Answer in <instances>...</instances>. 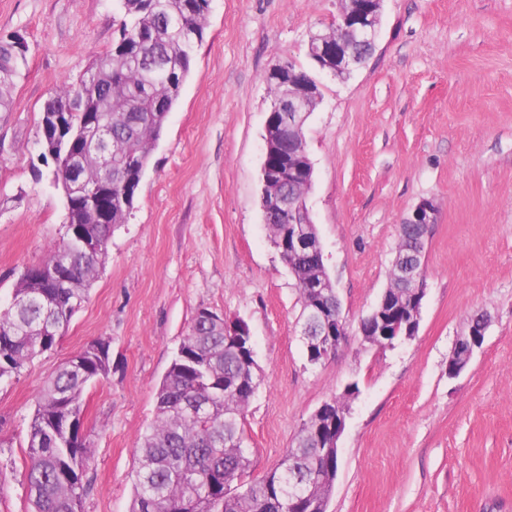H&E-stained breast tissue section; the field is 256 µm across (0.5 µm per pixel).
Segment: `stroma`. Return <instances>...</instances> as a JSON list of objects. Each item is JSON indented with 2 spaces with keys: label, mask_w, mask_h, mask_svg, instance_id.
Instances as JSON below:
<instances>
[{
  "label": "stroma",
  "mask_w": 512,
  "mask_h": 512,
  "mask_svg": "<svg viewBox=\"0 0 512 512\" xmlns=\"http://www.w3.org/2000/svg\"><path fill=\"white\" fill-rule=\"evenodd\" d=\"M338 0H211L207 28L133 209L60 344L0 382V512H31L21 473L34 399L88 343L109 374L84 394L93 459L82 512H129L135 444L195 313L245 321L259 365L245 435L251 475L326 400L347 405L327 512H512V0H383L375 49L350 73L314 67L309 36ZM118 0H0V37L22 33L28 72L0 113V309L22 266L65 234L63 194L42 159L51 89L111 49ZM310 73L307 206L348 339L313 366L295 279L262 210L266 73ZM424 200L427 276L416 336L380 349L359 322L389 282L400 224ZM481 348L448 361L471 317ZM486 328L487 322L484 319L482 329L479 332L469 330L468 334L465 335L466 337L464 338L463 341H466L468 344L467 352L463 359L455 362L450 366V368H448L450 374H456L455 376H457L461 371H463L467 367L474 353V350L480 348L482 345Z\"/></svg>",
  "instance_id": "obj_1"
}]
</instances>
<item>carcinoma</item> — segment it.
<instances>
[{"mask_svg":"<svg viewBox=\"0 0 512 512\" xmlns=\"http://www.w3.org/2000/svg\"><path fill=\"white\" fill-rule=\"evenodd\" d=\"M125 19L112 48L96 56L81 79L68 82L44 102L42 112L58 106L69 113L72 134L82 136L90 121L112 129V165H90L91 182L112 181V223L92 231L109 242L134 207L136 191L169 112L186 81L195 45L201 43L211 0H120ZM27 71L11 38H0V112L13 110L12 91ZM297 145L283 138L268 159L274 169L288 167ZM271 187L283 200L305 203L309 187L303 172L291 183ZM286 210L264 213L270 240L288 224ZM424 232L414 224L399 228L395 259L425 248ZM310 249L283 257L291 267L301 302L303 325L313 323L312 295L304 284L310 275H327L316 260L319 242L310 234ZM105 257L88 255L78 243L51 246L41 262L26 267L31 276L65 274L49 288L35 290L18 280L13 294L41 293L24 304L11 302L0 311V380L19 376L38 355L53 350L60 337L46 331L70 323L84 301ZM61 364L44 381L36 398L27 434L24 480L34 512H80L86 492L84 476L93 456L91 443L79 434L78 418L87 387L110 366V343L99 341ZM257 386V363L229 336L221 318L208 309L194 317L156 396V419L136 443V468L130 512H324L338 467L324 454L314 428L303 423L284 452L280 467L250 477L245 437L246 410ZM307 485L310 495L298 509H287L288 480Z\"/></svg>","mask_w":512,"mask_h":512,"instance_id":"1","label":"carcinoma"}]
</instances>
